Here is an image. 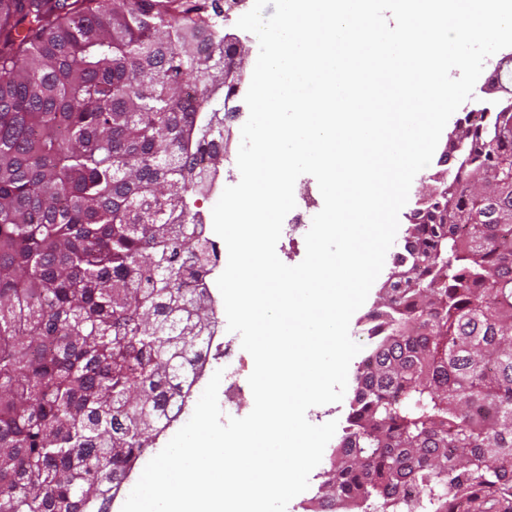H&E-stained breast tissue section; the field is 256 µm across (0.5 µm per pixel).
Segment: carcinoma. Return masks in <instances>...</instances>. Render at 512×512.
Masks as SVG:
<instances>
[{"label": "carcinoma", "instance_id": "obj_1", "mask_svg": "<svg viewBox=\"0 0 512 512\" xmlns=\"http://www.w3.org/2000/svg\"><path fill=\"white\" fill-rule=\"evenodd\" d=\"M239 2L0 0V512H104L200 376ZM508 106L423 205L472 221L394 257L309 512H512Z\"/></svg>", "mask_w": 512, "mask_h": 512}]
</instances>
